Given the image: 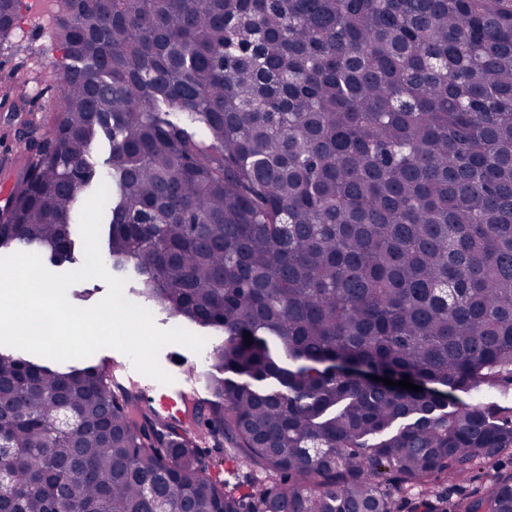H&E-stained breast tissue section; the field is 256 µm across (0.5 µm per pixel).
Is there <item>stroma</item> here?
I'll list each match as a JSON object with an SVG mask.
<instances>
[{
  "instance_id": "obj_1",
  "label": "stroma",
  "mask_w": 512,
  "mask_h": 512,
  "mask_svg": "<svg viewBox=\"0 0 512 512\" xmlns=\"http://www.w3.org/2000/svg\"><path fill=\"white\" fill-rule=\"evenodd\" d=\"M60 59V51L48 39L47 20L43 17L24 15L10 47H0V82L16 73L28 80L26 111L13 112L8 105L0 103V202L4 201L7 190L13 188L27 159L52 135L55 112L50 102L55 98L59 82L60 72L55 64ZM30 120L36 123L37 129L29 136L24 125ZM159 363L172 375L173 389L208 397L205 379L208 365L202 354L181 345H168L160 351ZM184 363L195 367V375L182 374L180 366Z\"/></svg>"
}]
</instances>
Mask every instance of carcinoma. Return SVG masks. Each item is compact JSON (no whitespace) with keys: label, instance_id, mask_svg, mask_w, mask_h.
Wrapping results in <instances>:
<instances>
[{"label":"carcinoma","instance_id":"carcinoma-1","mask_svg":"<svg viewBox=\"0 0 512 512\" xmlns=\"http://www.w3.org/2000/svg\"><path fill=\"white\" fill-rule=\"evenodd\" d=\"M56 6L55 142L0 208V248L74 263L104 181L107 264L224 342L192 402L204 432L105 364L1 346L16 512H394L391 482L438 488L410 512H512V473L475 484L512 454V406L458 398L512 395V5ZM21 7L0 0V44ZM406 375L422 390L372 380ZM215 434L249 463L233 483L202 462Z\"/></svg>","mask_w":512,"mask_h":512}]
</instances>
